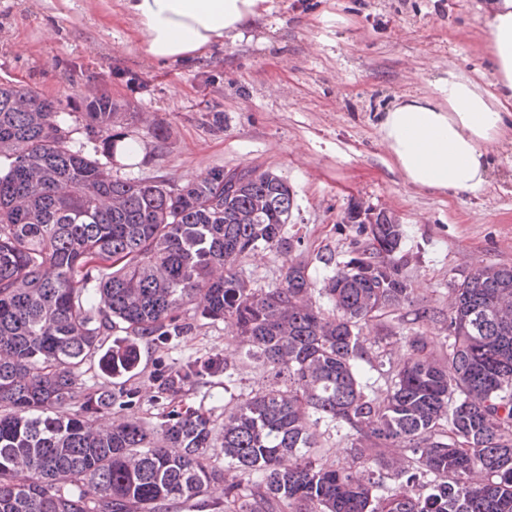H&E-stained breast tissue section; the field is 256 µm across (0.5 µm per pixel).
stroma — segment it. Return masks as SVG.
Listing matches in <instances>:
<instances>
[{
  "mask_svg": "<svg viewBox=\"0 0 512 512\" xmlns=\"http://www.w3.org/2000/svg\"><path fill=\"white\" fill-rule=\"evenodd\" d=\"M488 0H267L245 39L215 45L190 61L160 64L139 44L122 0H0V84L33 88L60 111H84L91 92L112 97L119 132L139 140L142 159L113 162L118 178L183 184L221 166L283 176L294 195L293 255L258 251L241 265L254 287L273 288L290 257L321 277L319 258L343 262L357 237L345 220L354 203L393 213L405 231L401 253L413 304L401 309L427 336L440 325L418 307L447 310L452 288L478 265L512 266V128L489 148L491 184L481 195L407 185L378 131L396 99L433 95L449 72L494 80L486 49ZM221 114L222 127L212 124ZM165 126L166 141L154 137ZM138 367L125 376L86 362L87 391L134 394L99 416L108 426L137 419L158 426L166 403L155 396L159 369L218 353L231 380L207 377L179 402L223 421L224 406L268 382L246 360L224 322L201 321L190 335L138 343Z\"/></svg>",
  "mask_w": 512,
  "mask_h": 512,
  "instance_id": "1",
  "label": "stroma"
}]
</instances>
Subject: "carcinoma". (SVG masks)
Masks as SVG:
<instances>
[{"label": "carcinoma", "instance_id": "carcinoma-1", "mask_svg": "<svg viewBox=\"0 0 512 512\" xmlns=\"http://www.w3.org/2000/svg\"><path fill=\"white\" fill-rule=\"evenodd\" d=\"M72 116L0 86V512H159L215 488L216 512H512V266L465 277L446 314L417 313L442 324L437 355L395 315L413 294L401 224H357L350 208L364 241L347 261L320 257V281L291 261L280 286L255 288L242 259L301 246L283 178L253 168L226 188L214 167L185 185L114 179L125 135L112 97L86 104L78 143ZM191 305L274 380L224 410L219 431L173 401L156 429L99 426L115 396L86 391L78 368L97 354L114 377L135 371L138 340L192 332ZM373 321L408 347L404 361L362 336ZM204 373L231 379L216 354L159 370L157 397ZM64 407L77 413L54 414ZM332 428L358 467L329 459ZM216 446L244 479L211 464Z\"/></svg>", "mask_w": 512, "mask_h": 512}]
</instances>
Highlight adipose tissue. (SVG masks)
I'll use <instances>...</instances> for the list:
<instances>
[{"label":"adipose tissue","mask_w":512,"mask_h":512,"mask_svg":"<svg viewBox=\"0 0 512 512\" xmlns=\"http://www.w3.org/2000/svg\"><path fill=\"white\" fill-rule=\"evenodd\" d=\"M264 0H124L138 22L142 49L168 64L191 59L213 45L243 39ZM488 50L496 72L489 93L449 72L441 98L409 96L384 110L378 132L405 182L445 193L472 195L489 186V146L505 128L512 104V0H493Z\"/></svg>","instance_id":"adipose-tissue-1"}]
</instances>
